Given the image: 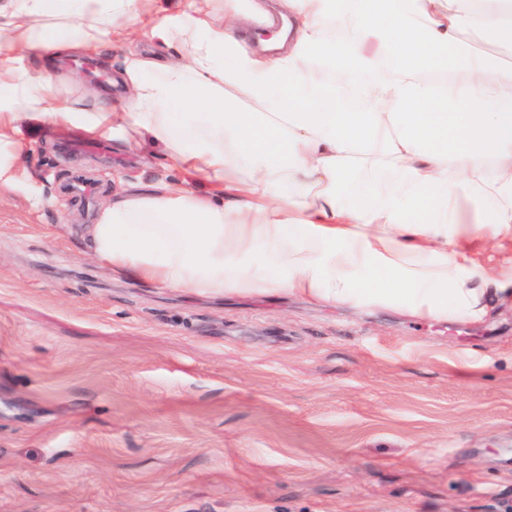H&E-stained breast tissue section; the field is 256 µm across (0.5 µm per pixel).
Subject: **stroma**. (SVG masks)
<instances>
[{"mask_svg":"<svg viewBox=\"0 0 512 512\" xmlns=\"http://www.w3.org/2000/svg\"><path fill=\"white\" fill-rule=\"evenodd\" d=\"M53 67L121 111L129 49ZM0 190V512H505L512 308L475 322L113 278L84 225L162 148L43 127ZM95 186L71 196L69 179ZM38 193L44 207H33Z\"/></svg>","mask_w":512,"mask_h":512,"instance_id":"35a3bbf8","label":"stroma"}]
</instances>
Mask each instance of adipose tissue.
<instances>
[{"mask_svg":"<svg viewBox=\"0 0 512 512\" xmlns=\"http://www.w3.org/2000/svg\"><path fill=\"white\" fill-rule=\"evenodd\" d=\"M277 7L288 48L267 56L238 33L267 14L263 0H0V189L28 179L20 121L133 132L186 178L118 192L85 225L86 252L114 275L413 320L478 321L512 304V61L463 37L511 49L512 0ZM136 32L171 54L125 58L123 112L77 106L23 63ZM482 238L495 248L485 259Z\"/></svg>","mask_w":512,"mask_h":512,"instance_id":"1","label":"adipose tissue"}]
</instances>
